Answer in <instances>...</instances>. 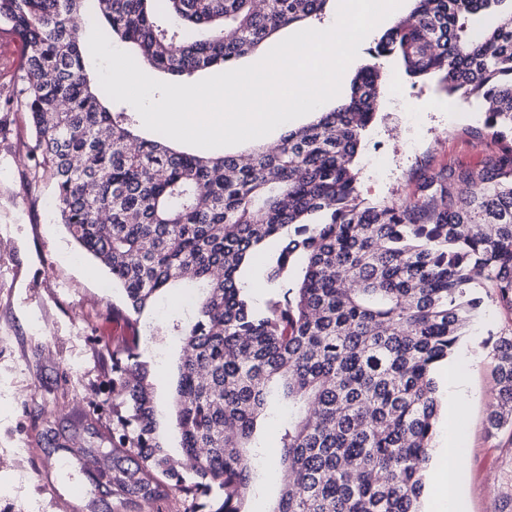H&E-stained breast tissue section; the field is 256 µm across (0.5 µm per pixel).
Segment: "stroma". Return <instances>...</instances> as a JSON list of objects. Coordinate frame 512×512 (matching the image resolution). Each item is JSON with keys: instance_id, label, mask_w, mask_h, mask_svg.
<instances>
[{"instance_id": "obj_1", "label": "stroma", "mask_w": 512, "mask_h": 512, "mask_svg": "<svg viewBox=\"0 0 512 512\" xmlns=\"http://www.w3.org/2000/svg\"><path fill=\"white\" fill-rule=\"evenodd\" d=\"M383 72L382 101L355 160L361 198L404 201L425 177L496 152L480 100L448 95L434 77H410L394 58ZM32 140L26 115L0 108V512H108L111 499L92 480L101 459L65 471L59 462L70 448L109 447V353L124 339L136 340L153 365L160 439L181 462L172 397L183 344L163 326L190 314L193 301L173 290L139 321L113 315L122 294L58 224ZM476 293L479 313L448 360L468 379L452 438L464 458L466 512H512V442L486 432L496 392L492 344L512 331V310L497 303L490 282Z\"/></svg>"}]
</instances>
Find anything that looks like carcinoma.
<instances>
[{"instance_id": "cac0c4a2", "label": "carcinoma", "mask_w": 512, "mask_h": 512, "mask_svg": "<svg viewBox=\"0 0 512 512\" xmlns=\"http://www.w3.org/2000/svg\"><path fill=\"white\" fill-rule=\"evenodd\" d=\"M329 0H0L20 40L0 100L27 113L30 152L54 184L70 239L109 272L138 321L169 288L200 290L173 408L186 477L157 437L152 376L137 342L112 349L111 512L174 490L190 512H249L278 418L272 512H422L440 412L438 367L476 316L475 276L512 310V0H413L380 36L347 96L250 162L178 151L134 133L103 104L76 18L95 11L136 61L177 81L238 58ZM436 74L450 95L490 104L499 154L450 167L400 203L360 198L355 158L383 94L379 59ZM271 242L253 306L246 268ZM351 282L354 287L347 288ZM490 434L512 433V332L493 349Z\"/></svg>"}]
</instances>
